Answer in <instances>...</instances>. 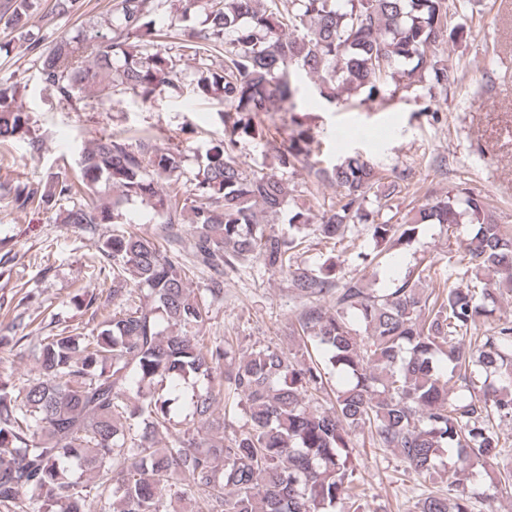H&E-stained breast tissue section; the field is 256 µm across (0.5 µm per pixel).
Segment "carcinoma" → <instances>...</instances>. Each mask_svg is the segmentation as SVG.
<instances>
[{
    "mask_svg": "<svg viewBox=\"0 0 512 512\" xmlns=\"http://www.w3.org/2000/svg\"><path fill=\"white\" fill-rule=\"evenodd\" d=\"M168 0H115L108 32L80 28L39 55L45 89L63 98L88 88L148 103L178 88L180 62L197 64L196 89L224 105V138L196 156L182 190L184 151L148 135L104 133L65 165L17 189L19 210L78 203L61 222L95 233L123 206L154 214V235L112 230L98 240L112 276L105 301L90 290L75 305L100 317L88 332L63 329L27 345L24 321L0 347L30 359V375L0 373V512H365L353 492L351 429L369 426L415 480H432L448 453V494L429 491L418 512H473L464 481L473 470L512 491V461L499 432L512 422V322L477 334L512 293V229L489 215L486 197L462 182L395 220L399 182L360 155L332 167L313 152L315 133L297 111L299 75L344 107L386 106L428 74L448 86V65L430 49L452 37L448 0H176L162 45L156 18ZM32 0H6V22L24 49ZM215 54L224 63L208 64ZM293 129L278 139L273 113ZM30 132L17 87L0 83V142ZM264 144L274 166L239 159L240 143ZM305 169L336 198L289 207L282 171ZM383 186L375 247L410 242L432 225H471L442 290L427 291L434 262L406 268L386 288L345 276L329 254L311 269L293 249L308 234L342 241ZM288 210L295 237L260 220ZM252 260L289 281L303 301L300 354L272 345L237 350L205 335L224 300V268ZM207 288H191L194 269ZM112 310H107V307ZM340 383L328 392V374ZM194 379L183 401V384ZM224 403V415L215 406ZM243 406L246 422L233 421Z\"/></svg>",
    "mask_w": 512,
    "mask_h": 512,
    "instance_id": "obj_1",
    "label": "carcinoma"
}]
</instances>
